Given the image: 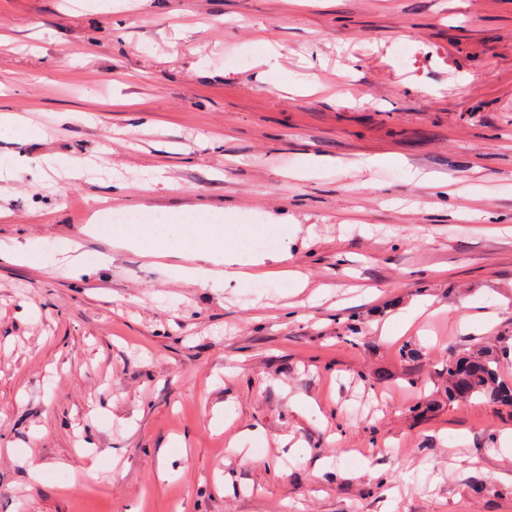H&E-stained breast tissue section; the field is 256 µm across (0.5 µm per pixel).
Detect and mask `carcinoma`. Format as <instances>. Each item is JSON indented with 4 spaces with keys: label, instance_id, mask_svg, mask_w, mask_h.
<instances>
[{
    "label": "carcinoma",
    "instance_id": "1",
    "mask_svg": "<svg viewBox=\"0 0 512 512\" xmlns=\"http://www.w3.org/2000/svg\"><path fill=\"white\" fill-rule=\"evenodd\" d=\"M468 388L465 398L485 396L512 405V386L500 381V356L493 349L448 358V401L459 398L456 380Z\"/></svg>",
    "mask_w": 512,
    "mask_h": 512
}]
</instances>
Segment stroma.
I'll list each match as a JSON object with an SVG mask.
<instances>
[{
    "mask_svg": "<svg viewBox=\"0 0 512 512\" xmlns=\"http://www.w3.org/2000/svg\"><path fill=\"white\" fill-rule=\"evenodd\" d=\"M5 112L0 512H512V407L447 372L512 351V0H0ZM200 214L306 288L108 239Z\"/></svg>",
    "mask_w": 512,
    "mask_h": 512,
    "instance_id": "35a3bbf8",
    "label": "stroma"
}]
</instances>
